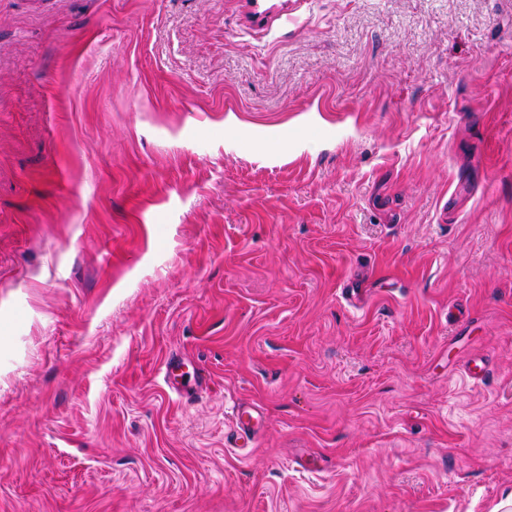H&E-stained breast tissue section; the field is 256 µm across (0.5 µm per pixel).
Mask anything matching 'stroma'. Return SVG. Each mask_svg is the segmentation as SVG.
Instances as JSON below:
<instances>
[{"label": "stroma", "instance_id": "1", "mask_svg": "<svg viewBox=\"0 0 512 512\" xmlns=\"http://www.w3.org/2000/svg\"><path fill=\"white\" fill-rule=\"evenodd\" d=\"M0 512H512V0H0ZM184 365V361L181 357L176 355L169 356L162 367V373L165 383L171 388L180 398L189 400L196 391H201L207 388L206 378L199 372L195 376L194 389L189 390L178 381V378L183 376V373H179ZM262 415L252 406H244L238 403L232 410V423L236 427L239 439H248L254 434L255 427L260 424Z\"/></svg>", "mask_w": 512, "mask_h": 512}]
</instances>
